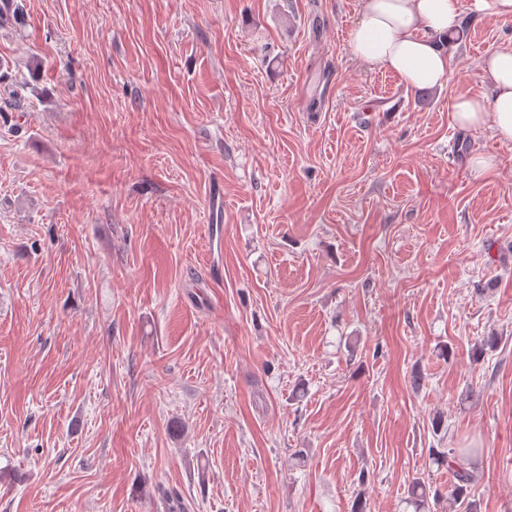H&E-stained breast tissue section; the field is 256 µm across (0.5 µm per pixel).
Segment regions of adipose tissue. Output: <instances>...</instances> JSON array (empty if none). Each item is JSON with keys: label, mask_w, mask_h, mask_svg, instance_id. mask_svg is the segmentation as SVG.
Returning <instances> with one entry per match:
<instances>
[{"label": "adipose tissue", "mask_w": 512, "mask_h": 512, "mask_svg": "<svg viewBox=\"0 0 512 512\" xmlns=\"http://www.w3.org/2000/svg\"><path fill=\"white\" fill-rule=\"evenodd\" d=\"M512 21V0H360L359 18L349 33L352 54L367 66L396 74L411 88L447 82L445 38L459 28L464 12ZM477 67L489 93L457 96L452 104L459 127H491L497 139L512 143V44L482 58Z\"/></svg>", "instance_id": "adipose-tissue-1"}]
</instances>
